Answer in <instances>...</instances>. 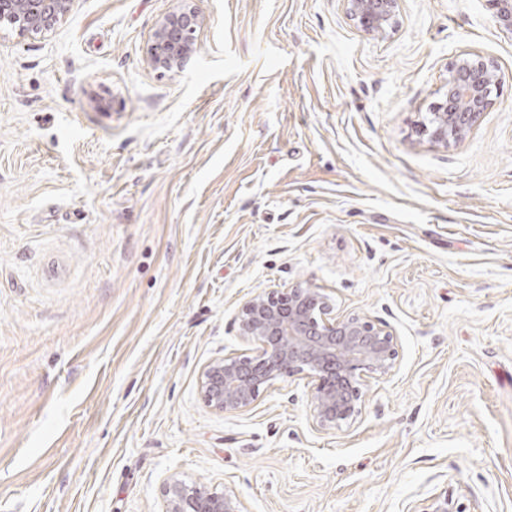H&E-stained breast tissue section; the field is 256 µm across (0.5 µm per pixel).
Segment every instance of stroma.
<instances>
[{
    "label": "stroma",
    "instance_id": "obj_1",
    "mask_svg": "<svg viewBox=\"0 0 512 512\" xmlns=\"http://www.w3.org/2000/svg\"><path fill=\"white\" fill-rule=\"evenodd\" d=\"M176 0H75L0 30V512H512V34L486 0H196L200 49L145 59ZM502 82L458 143L419 132L457 58ZM322 289L398 339L353 422L284 377L238 412L200 373L249 353L255 294ZM351 16L368 34L383 37L391 29L400 0H347ZM165 512H243L240 499L232 491L217 492L205 486L171 480L164 490Z\"/></svg>",
    "mask_w": 512,
    "mask_h": 512
}]
</instances>
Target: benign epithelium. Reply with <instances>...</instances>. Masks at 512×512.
<instances>
[{
    "mask_svg": "<svg viewBox=\"0 0 512 512\" xmlns=\"http://www.w3.org/2000/svg\"><path fill=\"white\" fill-rule=\"evenodd\" d=\"M400 0H347L351 16L369 35L391 29ZM499 28L512 34V0H486ZM74 0H0V27L21 36L51 32L71 11ZM204 19L195 0L177 6L158 22L149 38L148 65L176 74L198 49ZM500 76L475 55L454 61L448 88L421 124L422 134L447 145L462 140L493 104ZM241 335L258 345L253 355L226 356L206 365L200 375L203 398L220 411L250 407L263 390L283 376L302 375L313 383L316 426L324 431L350 423L361 414L364 375H385L395 364L397 342L390 331L359 316L338 319L328 296L317 288H290L257 294L241 307ZM165 512H243L231 491L171 480L164 490Z\"/></svg>",
    "mask_w": 512,
    "mask_h": 512,
    "instance_id": "obj_1",
    "label": "benign epithelium"
}]
</instances>
